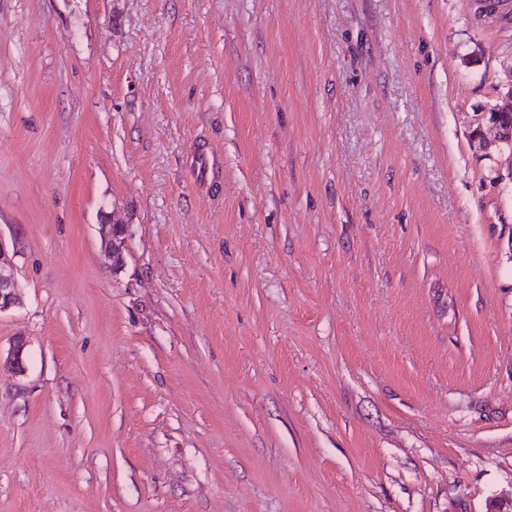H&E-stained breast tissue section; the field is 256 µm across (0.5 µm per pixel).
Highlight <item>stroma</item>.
Here are the masks:
<instances>
[{"label": "stroma", "mask_w": 512, "mask_h": 512, "mask_svg": "<svg viewBox=\"0 0 512 512\" xmlns=\"http://www.w3.org/2000/svg\"><path fill=\"white\" fill-rule=\"evenodd\" d=\"M502 11L0 0V512L511 495L512 183L471 136ZM499 1L502 0H470L474 20L477 23L501 21Z\"/></svg>", "instance_id": "35a3bbf8"}]
</instances>
